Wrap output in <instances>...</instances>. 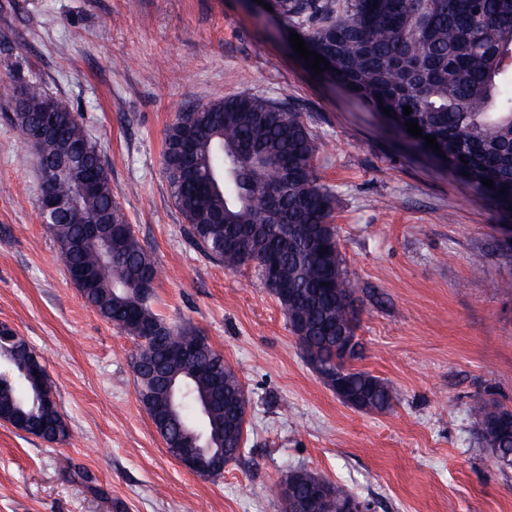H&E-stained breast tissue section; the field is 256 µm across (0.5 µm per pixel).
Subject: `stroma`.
Returning <instances> with one entry per match:
<instances>
[{
    "mask_svg": "<svg viewBox=\"0 0 512 512\" xmlns=\"http://www.w3.org/2000/svg\"><path fill=\"white\" fill-rule=\"evenodd\" d=\"M31 75L97 145L159 268L154 312L241 369L250 409L220 478L168 453L138 399L136 342L68 280L35 206L36 158L0 97V325L40 355L68 429L50 444L0 422V512H284L275 486L299 468L370 512H512V469L471 414L481 398L512 409V243L500 230L512 212L312 73L249 0H0V78ZM241 94L295 107L316 138L359 308L353 365L393 387L390 411L337 398L258 272L228 270L188 233L164 173L166 129Z\"/></svg>",
    "mask_w": 512,
    "mask_h": 512,
    "instance_id": "1",
    "label": "stroma"
}]
</instances>
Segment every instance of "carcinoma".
<instances>
[{
	"mask_svg": "<svg viewBox=\"0 0 512 512\" xmlns=\"http://www.w3.org/2000/svg\"><path fill=\"white\" fill-rule=\"evenodd\" d=\"M272 11L310 50L330 63L323 73L370 109H390L393 132L414 120L422 135L436 138L448 170L463 175L498 207L512 208V0H270ZM23 111L14 125L24 135L34 116L55 101L40 80L22 79ZM412 113L406 116L403 107ZM60 139L42 142L39 167L55 164L66 143L86 144L84 168L103 160L77 116L57 113ZM318 145L304 115L269 98L243 94L215 99L200 110L178 113L165 134L164 172L174 202L196 245L230 270L259 267L277 260L276 274L286 295L273 292L291 331L315 369L343 373L350 389L384 412L397 401L382 379L338 358L341 329L357 326L354 291L343 267L331 224L334 192L320 184L314 160ZM493 185L482 184V179ZM505 192H500V189ZM46 189L76 203L46 229L66 267L91 268L97 285L82 299L101 317L137 341L132 364L139 400L150 417L167 413L169 354L192 346L196 330L170 325L151 300L127 293L141 284L154 287L158 269L130 229L104 173L97 192L77 193L75 181L56 178ZM112 224V259L83 244L78 225L100 215ZM0 360L12 375L0 380V414L49 443L68 430L48 373L28 377L38 353L22 336L5 328ZM180 369L185 395L174 418L157 424L175 458L193 452L179 447L184 426H198L199 401L211 399L204 435L212 446L239 456L246 430L237 410L249 397L239 369L210 345L193 346ZM480 434L492 454L512 467V425L497 427L512 411L482 400L473 407ZM316 474L292 471L290 487L297 503L311 493Z\"/></svg>",
	"mask_w": 512,
	"mask_h": 512,
	"instance_id": "1",
	"label": "carcinoma"
}]
</instances>
